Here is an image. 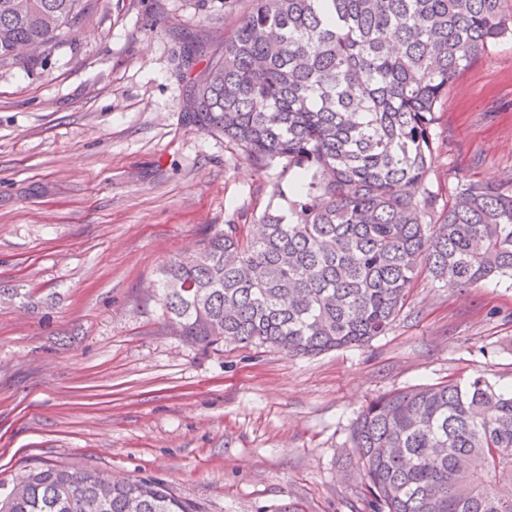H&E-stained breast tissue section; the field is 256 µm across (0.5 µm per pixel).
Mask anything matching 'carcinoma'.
Returning a JSON list of instances; mask_svg holds the SVG:
<instances>
[{
  "instance_id": "obj_1",
  "label": "carcinoma",
  "mask_w": 512,
  "mask_h": 512,
  "mask_svg": "<svg viewBox=\"0 0 512 512\" xmlns=\"http://www.w3.org/2000/svg\"><path fill=\"white\" fill-rule=\"evenodd\" d=\"M84 0H0V63L28 64ZM512 39V0H249L192 72L184 122L265 173L297 169L257 237L206 234L160 271L163 328L204 349L308 357L385 335L424 273L454 286L512 279V179L463 181L435 215L436 112L475 54ZM282 199L285 206L274 204ZM373 512H512V389L483 376L371 400L352 431ZM0 512H192L150 478L44 463Z\"/></svg>"
}]
</instances>
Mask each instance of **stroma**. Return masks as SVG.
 I'll return each instance as SVG.
<instances>
[{"label":"stroma","mask_w":512,"mask_h":512,"mask_svg":"<svg viewBox=\"0 0 512 512\" xmlns=\"http://www.w3.org/2000/svg\"><path fill=\"white\" fill-rule=\"evenodd\" d=\"M88 0L50 55L0 65V481L42 463L161 480L193 512H365L349 468L367 402L481 375L512 388V280L420 277L369 345L313 357L167 335L147 290L211 228L253 233L274 188L182 120L186 35L220 42L246 9ZM428 176L512 178V41L448 85Z\"/></svg>","instance_id":"stroma-1"}]
</instances>
